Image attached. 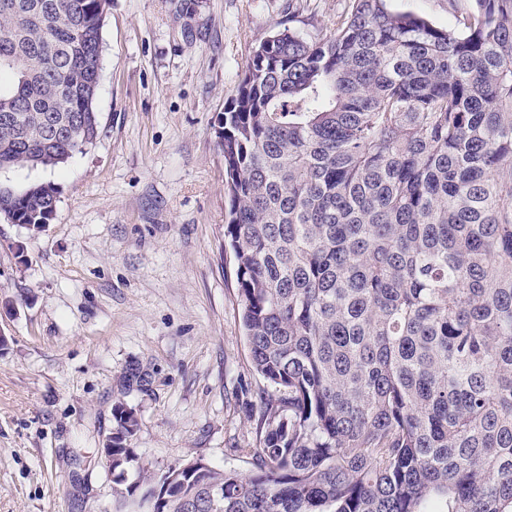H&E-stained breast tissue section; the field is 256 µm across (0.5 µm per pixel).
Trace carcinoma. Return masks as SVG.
Wrapping results in <instances>:
<instances>
[{
    "mask_svg": "<svg viewBox=\"0 0 512 512\" xmlns=\"http://www.w3.org/2000/svg\"><path fill=\"white\" fill-rule=\"evenodd\" d=\"M107 7L0 0V170L98 139ZM219 145L258 443L246 471L189 461L156 490L119 400L116 512H512V0L280 29ZM56 202L0 186L11 224Z\"/></svg>",
    "mask_w": 512,
    "mask_h": 512,
    "instance_id": "carcinoma-1",
    "label": "carcinoma"
}]
</instances>
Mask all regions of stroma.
Wrapping results in <instances>:
<instances>
[{
    "mask_svg": "<svg viewBox=\"0 0 512 512\" xmlns=\"http://www.w3.org/2000/svg\"><path fill=\"white\" fill-rule=\"evenodd\" d=\"M345 6L109 0L96 144L54 170H0L57 190L42 230L0 217V512H115L101 450L120 399L155 476L196 458L244 468L263 382L224 250L216 128L261 42L322 37Z\"/></svg>",
    "mask_w": 512,
    "mask_h": 512,
    "instance_id": "stroma-1",
    "label": "stroma"
}]
</instances>
